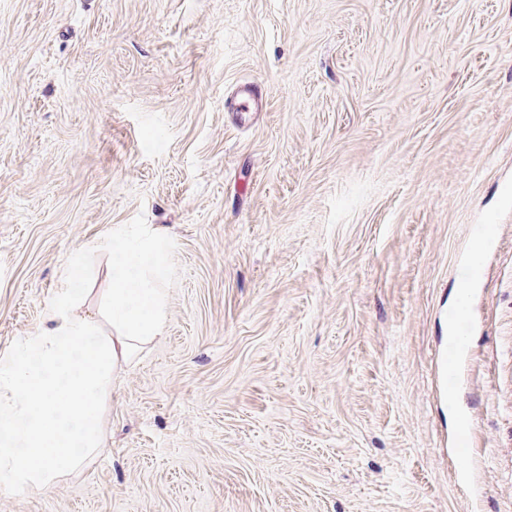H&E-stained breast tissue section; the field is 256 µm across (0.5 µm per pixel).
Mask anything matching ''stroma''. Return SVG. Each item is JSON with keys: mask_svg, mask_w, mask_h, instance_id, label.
I'll return each mask as SVG.
<instances>
[{"mask_svg": "<svg viewBox=\"0 0 512 512\" xmlns=\"http://www.w3.org/2000/svg\"><path fill=\"white\" fill-rule=\"evenodd\" d=\"M140 214L165 331L96 456L0 512H512V0H0V360ZM261 101L262 96L258 93L257 86L254 83L244 84L229 102L227 100L224 101V109L247 114L256 111ZM468 328L458 335L448 337V342L441 344L438 351V361L442 379L448 384V375H453L458 370L459 359L467 350Z\"/></svg>", "mask_w": 512, "mask_h": 512, "instance_id": "35a3bbf8", "label": "stroma"}]
</instances>
